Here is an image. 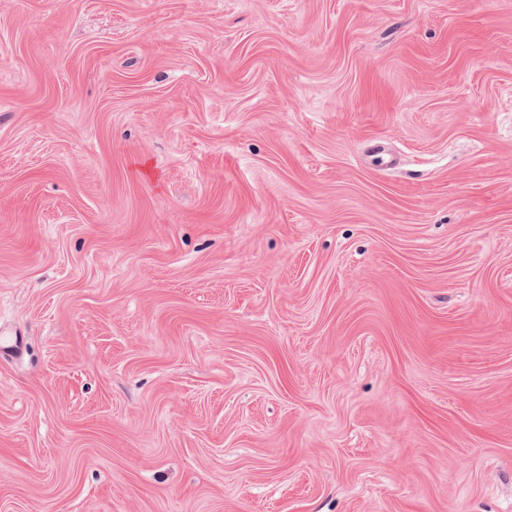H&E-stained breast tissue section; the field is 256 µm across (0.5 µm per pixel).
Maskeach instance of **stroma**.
I'll use <instances>...</instances> for the list:
<instances>
[{
  "instance_id": "obj_1",
  "label": "stroma",
  "mask_w": 512,
  "mask_h": 512,
  "mask_svg": "<svg viewBox=\"0 0 512 512\" xmlns=\"http://www.w3.org/2000/svg\"><path fill=\"white\" fill-rule=\"evenodd\" d=\"M0 512H512V0H0Z\"/></svg>"
}]
</instances>
